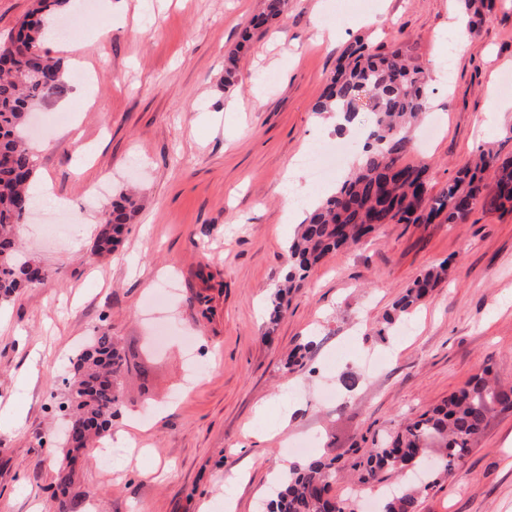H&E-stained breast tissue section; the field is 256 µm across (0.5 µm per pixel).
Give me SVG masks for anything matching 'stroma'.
Wrapping results in <instances>:
<instances>
[{
    "label": "stroma",
    "mask_w": 512,
    "mask_h": 512,
    "mask_svg": "<svg viewBox=\"0 0 512 512\" xmlns=\"http://www.w3.org/2000/svg\"><path fill=\"white\" fill-rule=\"evenodd\" d=\"M264 0H71L66 39L99 37L86 64L50 46L66 68L59 98L33 122L36 182L67 207L34 203L20 227L29 258L52 270L44 286L0 301V512H259L280 464L333 458L337 495L376 491L354 466L365 441L446 399L483 368L512 387V211L478 206L464 224H388L368 243L313 267L264 340L296 227L287 183L321 193L297 165L318 140L337 141L313 107L341 52L361 39L398 40L422 72L438 130L405 157L440 189L480 148L512 157V0L459 43V0H287L256 26ZM237 51L236 76L224 61ZM125 188L141 209L116 251L90 253L80 226ZM52 224L66 225L56 239ZM448 262V277L390 336L376 327L401 291ZM134 352L145 382L124 389L142 413L137 448L75 464L65 500L50 487L62 457L46 440L61 424L70 359L97 327ZM201 378L188 384L183 337ZM313 341L303 366L295 345ZM359 381L353 391L344 375ZM418 512H512V413L493 414L454 472Z\"/></svg>",
    "instance_id": "obj_1"
}]
</instances>
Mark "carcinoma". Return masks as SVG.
I'll list each match as a JSON object with an SVG mask.
<instances>
[{"mask_svg": "<svg viewBox=\"0 0 512 512\" xmlns=\"http://www.w3.org/2000/svg\"><path fill=\"white\" fill-rule=\"evenodd\" d=\"M468 16L466 33L472 36L487 18L486 0H461ZM68 0H36V6L18 26L17 35L0 42V300L10 301L21 289L42 285L52 273L35 265L37 275L18 257L17 233L24 212L32 208L35 159L26 135L29 115L61 88L65 70L61 60L43 51L45 23L57 21ZM286 0H265L262 20L280 18ZM369 98L372 115L367 134L358 141L361 164L350 172L336 192L326 197L299 224L288 244L284 283L272 302V322L283 313L287 296L300 286L326 255L356 245L385 224H446L467 222L478 203L512 206V159H500L492 149L480 150L455 178L433 193L425 165H410L404 156L412 149L409 136L429 107L427 81L409 69L400 49L389 44L373 49L356 41L339 57L314 111L335 110L353 122L361 94ZM494 170L493 186L485 182ZM138 209V200L119 194L99 213L98 230L91 254L115 250ZM448 271L442 263L421 273L382 317L376 334L386 336L399 320L410 315ZM66 396L56 406L72 418V433L64 447L70 449L56 470L55 485L64 491L72 482L77 453L89 452L112 426L122 403L121 390L129 363L112 332L97 329L89 344L71 359ZM495 412H512V387L490 378V370L471 378L440 405L410 419L373 447L364 449L354 466L364 471L363 480L381 484L387 474L408 468L431 472L422 485L411 481L382 492L378 512H418L422 495L448 475L470 453ZM440 449L434 463L429 452ZM336 466L324 456L309 459L283 473L272 489L268 512H355L354 505L335 494Z\"/></svg>", "mask_w": 512, "mask_h": 512, "instance_id": "cac0c4a2", "label": "carcinoma"}]
</instances>
